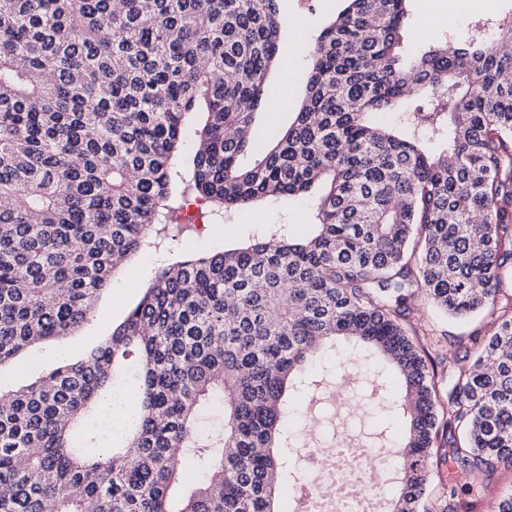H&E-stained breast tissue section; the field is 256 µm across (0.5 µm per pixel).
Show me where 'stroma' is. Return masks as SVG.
<instances>
[{
	"label": "stroma",
	"instance_id": "obj_1",
	"mask_svg": "<svg viewBox=\"0 0 512 512\" xmlns=\"http://www.w3.org/2000/svg\"><path fill=\"white\" fill-rule=\"evenodd\" d=\"M461 8L452 19L441 22H423L428 12H447L448 0H414L406 20L408 31L402 46L403 54H410L446 36L455 42H465L475 23L485 25V33L496 36V20L512 11V0H460ZM280 10L288 21L304 26L302 40H294L290 28L281 34L282 55L292 59L289 70H275L271 79L276 84H291L295 96H302V80L309 66L306 46L324 26L334 20L344 8V0H279ZM309 216V204L294 200L285 204H260L243 212L225 217L223 224L209 225L204 234H189L187 251L204 252L219 245L230 246L247 238L258 224H304ZM164 258L155 253L132 257L130 263L113 277L120 283L119 292L105 290L98 299L93 315L77 331L45 342L39 350L23 353L10 365L0 368V389L9 391L28 383L54 369L60 358L78 356L90 344L109 336L113 327L124 318L127 308L135 303L143 288L151 282L156 268ZM417 330L426 331L437 342L441 354L450 358L456 354L475 355L478 340L486 339L492 319L479 312L465 320L448 317L429 302L419 303L411 317ZM512 489V467L498 466L487 487L476 496L460 499L456 512H493L500 494Z\"/></svg>",
	"mask_w": 512,
	"mask_h": 512
}]
</instances>
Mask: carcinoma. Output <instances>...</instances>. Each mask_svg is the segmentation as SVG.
<instances>
[{"label": "carcinoma", "mask_w": 512, "mask_h": 512, "mask_svg": "<svg viewBox=\"0 0 512 512\" xmlns=\"http://www.w3.org/2000/svg\"><path fill=\"white\" fill-rule=\"evenodd\" d=\"M347 2L268 145L251 130L276 93L278 0H0V365L81 327L120 262L171 251L187 199L222 225L322 188L310 223L163 265L110 336L0 391V512H285L289 416L338 338L380 433L405 424L388 512H420L434 462L469 476L445 500L512 467V20L405 59L413 0ZM410 95L403 133L376 120ZM419 300L494 330L444 365ZM130 383L121 429L99 427ZM187 462L203 480L177 503Z\"/></svg>", "instance_id": "obj_1"}]
</instances>
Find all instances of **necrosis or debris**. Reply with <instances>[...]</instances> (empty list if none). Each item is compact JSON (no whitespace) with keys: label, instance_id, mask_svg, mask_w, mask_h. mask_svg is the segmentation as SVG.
<instances>
[{"label":"necrosis or debris","instance_id":"4bbe7bcc","mask_svg":"<svg viewBox=\"0 0 512 512\" xmlns=\"http://www.w3.org/2000/svg\"><path fill=\"white\" fill-rule=\"evenodd\" d=\"M347 401L345 417L334 422V442L328 448H311L300 462L302 481L310 492L304 499V512H382L385 488L391 481L386 459L375 449L362 446L348 429L349 418L360 407Z\"/></svg>","mask_w":512,"mask_h":512}]
</instances>
